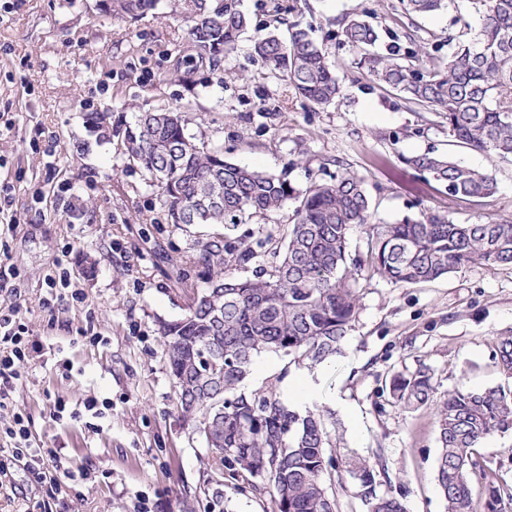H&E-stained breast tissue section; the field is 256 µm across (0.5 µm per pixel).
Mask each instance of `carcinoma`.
I'll list each match as a JSON object with an SVG mask.
<instances>
[{
    "label": "carcinoma",
    "instance_id": "cac0c4a2",
    "mask_svg": "<svg viewBox=\"0 0 512 512\" xmlns=\"http://www.w3.org/2000/svg\"><path fill=\"white\" fill-rule=\"evenodd\" d=\"M188 34L213 63L236 49L249 27L239 0H172ZM160 0H112L107 13L136 19ZM475 41L454 34L434 43L449 47L445 61L427 72L401 61L415 58V35L404 33L387 54L374 51L380 31L355 15L338 21V36L360 51L358 65L380 85L428 110L456 145L512 158V0H474ZM448 6L447 0H399L409 17ZM282 31L258 34L253 50L272 73L313 105L331 104L339 83L308 30L282 19ZM181 112H144L126 127L129 157L156 183L174 224H211L235 231L245 216H266L294 205L295 222L270 263L252 278L234 275L253 260L242 238L214 242L202 256L206 287L188 313L160 324L165 356L177 389L180 417L211 453L215 497L224 470H244L270 489L275 512H338L333 486L345 476L361 482L368 512H405L393 495L376 493L373 466L360 458L326 454L336 447L334 413L288 403L274 377L250 392L242 387L255 356L273 352L309 367L340 350L360 309L359 282L377 277L395 287L432 282L469 264L512 268V222L459 224L445 216L406 215L394 224L371 223L363 179L339 168L300 190L282 176L224 160L218 150L185 134ZM406 165L448 187V194L478 201L495 193V178L442 155L422 154ZM366 249L351 251L354 233ZM493 366L512 378V334L499 339ZM389 395L407 408L434 406L440 448L435 467L447 512H512V481L480 453L486 439L512 429V387L475 391L459 384L438 395L424 365L390 379Z\"/></svg>",
    "mask_w": 512,
    "mask_h": 512
}]
</instances>
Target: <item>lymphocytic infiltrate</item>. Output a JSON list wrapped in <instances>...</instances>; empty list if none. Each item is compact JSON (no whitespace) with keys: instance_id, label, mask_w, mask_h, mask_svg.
Listing matches in <instances>:
<instances>
[{"instance_id":"f902f5d3","label":"lymphocytic infiltrate","mask_w":512,"mask_h":512,"mask_svg":"<svg viewBox=\"0 0 512 512\" xmlns=\"http://www.w3.org/2000/svg\"><path fill=\"white\" fill-rule=\"evenodd\" d=\"M40 344L15 306L0 308V495L15 499L18 512H40L41 502L24 494L13 481L12 470L22 467L29 482L46 496L77 492L93 482L91 470L65 472L61 451L37 443L29 429L30 417L20 410L14 395L27 372L32 352Z\"/></svg>"}]
</instances>
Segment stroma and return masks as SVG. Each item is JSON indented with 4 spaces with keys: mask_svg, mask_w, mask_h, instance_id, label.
<instances>
[{
    "mask_svg": "<svg viewBox=\"0 0 512 512\" xmlns=\"http://www.w3.org/2000/svg\"><path fill=\"white\" fill-rule=\"evenodd\" d=\"M253 30L275 16L312 26L341 91L315 106L256 60L250 39L220 66L200 57L185 25L154 10L117 19L96 0H0V187L13 199V231L0 236V262L21 274L19 293L0 289V306L19 305L34 335L54 353L36 359L17 388L33 437L62 449L66 469L99 471L80 499L52 512H133L135 493L155 512H213L211 454L177 411L175 383L158 332L184 316L203 287L199 261L219 229L169 223L157 191L123 153L101 141L83 116L104 112L117 130L145 111L189 117L187 132L220 147L226 161L285 175L297 188L345 165L362 176L378 224L424 212L457 222L512 221V162L452 144L430 112L379 87L336 37L337 21L367 12L383 37L417 40L453 33L474 39L471 0L406 18L398 0H242ZM492 174L496 193L474 202L407 168L427 152ZM67 266L82 295L57 300L47 286ZM358 318L329 362L312 369L311 390L291 405L336 415V453L371 462L376 491L403 497L407 512H445L435 480L431 409L389 403L396 373L427 365L441 390L502 384L490 354L512 332V269L469 265L432 283L395 288L361 281ZM111 401L94 419L87 400ZM383 412H376V404ZM82 411L74 420L70 411ZM223 512H274L261 479L225 474Z\"/></svg>",
    "mask_w": 512,
    "mask_h": 512,
    "instance_id": "obj_1",
    "label": "stroma"
}]
</instances>
